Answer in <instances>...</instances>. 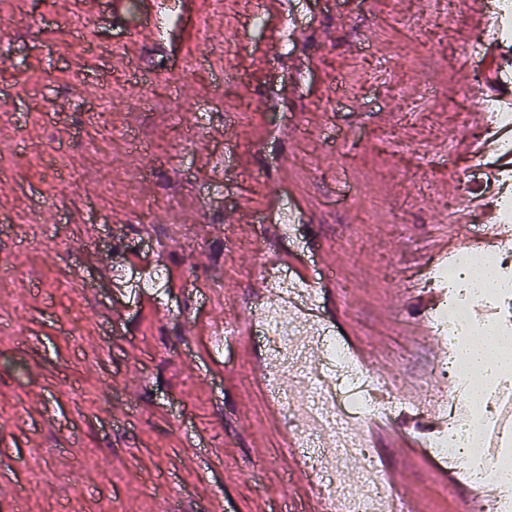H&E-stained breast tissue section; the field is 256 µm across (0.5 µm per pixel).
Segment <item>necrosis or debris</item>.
I'll use <instances>...</instances> for the list:
<instances>
[{"mask_svg": "<svg viewBox=\"0 0 512 512\" xmlns=\"http://www.w3.org/2000/svg\"><path fill=\"white\" fill-rule=\"evenodd\" d=\"M437 287L444 299L430 317V329L449 348L466 336L468 329L508 335L501 314L512 315V254L494 257L462 251L452 259L451 271H439ZM281 304L256 308L251 317L255 335L265 349L269 400L281 413L301 406L309 423L292 430L293 442L301 447L297 459L300 473L315 483L322 501H341L343 512H377L380 503L391 500L390 487L380 471L377 457L364 431L371 419L391 411L405 399L429 398L434 410L453 409L446 426L425 434L423 446L435 460L449 462L468 484L471 495L467 512H512V486L500 485L493 497L481 488L496 464L512 463V380L498 378L483 386V401L469 410L463 397L466 387L460 362L438 363L432 381L420 385L411 380L380 379L368 366H357L326 327H319L315 343L321 351L317 363H309L297 329L288 324L284 300L316 301L317 294L290 274L270 281ZM481 299L493 313L471 321L469 303ZM296 368L298 388L282 381L288 368ZM355 469L365 490L345 494L337 484L339 471Z\"/></svg>", "mask_w": 512, "mask_h": 512, "instance_id": "1", "label": "necrosis or debris"}]
</instances>
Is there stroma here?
Wrapping results in <instances>:
<instances>
[{
  "label": "stroma",
  "instance_id": "35a3bbf8",
  "mask_svg": "<svg viewBox=\"0 0 512 512\" xmlns=\"http://www.w3.org/2000/svg\"><path fill=\"white\" fill-rule=\"evenodd\" d=\"M158 2L0 0V512H286L308 487L263 351L213 325L248 321L272 250L304 245L355 286L320 291L341 343L425 380L445 351L409 275L436 237L470 249L448 210L502 174L461 150L471 78L512 46V17L495 49L473 39L492 0H270L263 29L230 0ZM261 212L296 233L266 238ZM101 261L168 283L137 303ZM370 440L402 503L464 512L418 449Z\"/></svg>",
  "mask_w": 512,
  "mask_h": 512
}]
</instances>
